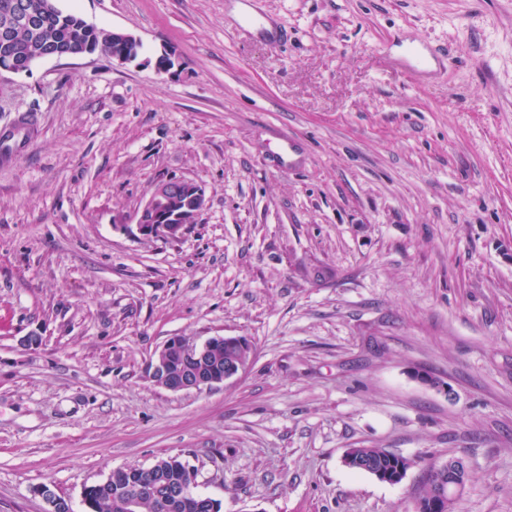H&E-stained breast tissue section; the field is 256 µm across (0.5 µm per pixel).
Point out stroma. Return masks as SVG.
I'll return each mask as SVG.
<instances>
[{"label":"stroma","mask_w":512,"mask_h":512,"mask_svg":"<svg viewBox=\"0 0 512 512\" xmlns=\"http://www.w3.org/2000/svg\"><path fill=\"white\" fill-rule=\"evenodd\" d=\"M58 5L143 49L0 75V128L37 121L0 167V512H46L43 485L83 512L163 455L221 512H414L451 455L456 512H512V0ZM423 43L438 80L395 66ZM162 178L209 198L173 241L134 226ZM173 336L253 354L172 392L148 364ZM350 448L415 464L390 485Z\"/></svg>","instance_id":"obj_1"}]
</instances>
